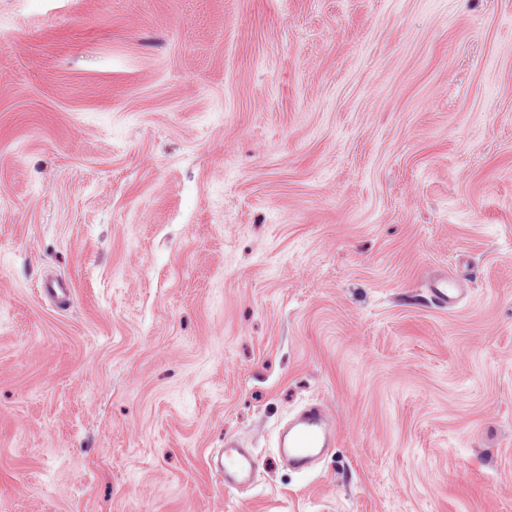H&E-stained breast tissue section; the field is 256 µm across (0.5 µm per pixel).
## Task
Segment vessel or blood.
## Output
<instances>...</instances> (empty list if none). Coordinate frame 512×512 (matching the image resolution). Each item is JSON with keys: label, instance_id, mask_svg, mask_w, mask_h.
I'll use <instances>...</instances> for the list:
<instances>
[{"label": "vessel or blood", "instance_id": "b4317fda", "mask_svg": "<svg viewBox=\"0 0 512 512\" xmlns=\"http://www.w3.org/2000/svg\"><path fill=\"white\" fill-rule=\"evenodd\" d=\"M332 431L322 410L310 407L301 412L297 421L283 432L280 455L297 469H308L315 458L326 448ZM214 467L219 473L225 490L246 488L253 484L257 466L249 449L239 447L233 438H225L224 453Z\"/></svg>", "mask_w": 512, "mask_h": 512}]
</instances>
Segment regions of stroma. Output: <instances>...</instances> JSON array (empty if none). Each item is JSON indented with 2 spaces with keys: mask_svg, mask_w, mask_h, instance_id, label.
Segmentation results:
<instances>
[{
  "mask_svg": "<svg viewBox=\"0 0 512 512\" xmlns=\"http://www.w3.org/2000/svg\"><path fill=\"white\" fill-rule=\"evenodd\" d=\"M0 512H512V0H0ZM40 292L58 306H67L71 300V293L67 284L59 279L49 280L39 288ZM332 431L318 407H309L282 433L279 451L282 458L297 469H308L315 458L328 447ZM224 455L217 457L214 464L224 483V490L247 488L254 482L256 459L248 448H240L235 439L225 437Z\"/></svg>",
  "mask_w": 512,
  "mask_h": 512,
  "instance_id": "35a3bbf8",
  "label": "stroma"
}]
</instances>
